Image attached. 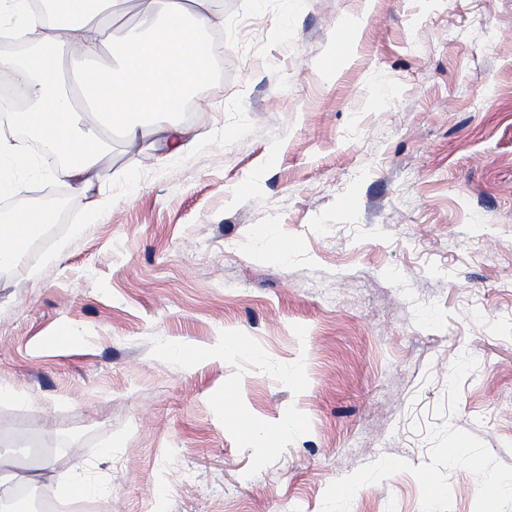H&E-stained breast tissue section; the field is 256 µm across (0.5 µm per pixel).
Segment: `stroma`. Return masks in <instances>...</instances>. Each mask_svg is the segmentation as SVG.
Segmentation results:
<instances>
[{
	"instance_id": "1",
	"label": "stroma",
	"mask_w": 512,
	"mask_h": 512,
	"mask_svg": "<svg viewBox=\"0 0 512 512\" xmlns=\"http://www.w3.org/2000/svg\"><path fill=\"white\" fill-rule=\"evenodd\" d=\"M217 7L196 138L113 134L0 270V467L95 512H512V0ZM26 151L6 224L65 186Z\"/></svg>"
}]
</instances>
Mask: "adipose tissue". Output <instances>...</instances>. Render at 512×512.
<instances>
[{"label": "adipose tissue", "instance_id": "obj_1", "mask_svg": "<svg viewBox=\"0 0 512 512\" xmlns=\"http://www.w3.org/2000/svg\"><path fill=\"white\" fill-rule=\"evenodd\" d=\"M65 19L46 23L30 10V0H0V37L37 43L43 51L22 57L0 55V74L8 75L31 101L12 124L35 130L52 154H66L57 175L88 207L101 157L110 144L103 130L119 131L131 145L178 148L190 129L173 122L187 93L207 82L209 64L186 65L196 31L218 30L224 15L214 0H139L144 39L112 42L108 17L113 0H62ZM114 63L96 65L104 49Z\"/></svg>", "mask_w": 512, "mask_h": 512}]
</instances>
